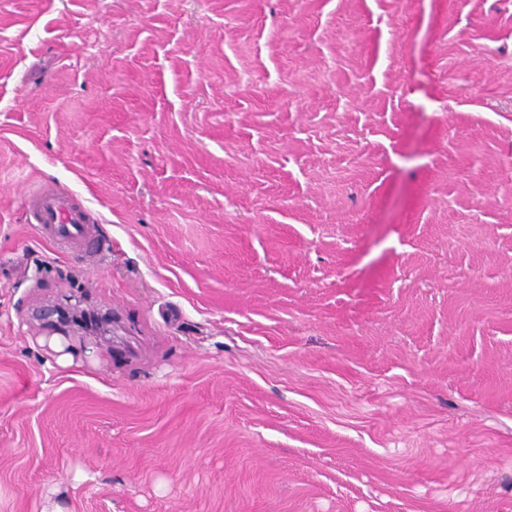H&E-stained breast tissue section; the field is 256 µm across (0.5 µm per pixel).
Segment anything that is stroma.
Returning a JSON list of instances; mask_svg holds the SVG:
<instances>
[{
    "label": "stroma",
    "mask_w": 512,
    "mask_h": 512,
    "mask_svg": "<svg viewBox=\"0 0 512 512\" xmlns=\"http://www.w3.org/2000/svg\"><path fill=\"white\" fill-rule=\"evenodd\" d=\"M0 512H512V0H0ZM25 210L28 221L37 224L43 238L65 244L91 263L109 248L97 234L90 210L63 188L40 186L31 190Z\"/></svg>",
    "instance_id": "stroma-1"
}]
</instances>
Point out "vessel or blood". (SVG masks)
<instances>
[{
  "instance_id": "1",
  "label": "vessel or blood",
  "mask_w": 512,
  "mask_h": 512,
  "mask_svg": "<svg viewBox=\"0 0 512 512\" xmlns=\"http://www.w3.org/2000/svg\"><path fill=\"white\" fill-rule=\"evenodd\" d=\"M25 210L43 238L65 244L74 254L93 260L108 249L97 233L90 210L65 189L41 186L31 190Z\"/></svg>"
}]
</instances>
